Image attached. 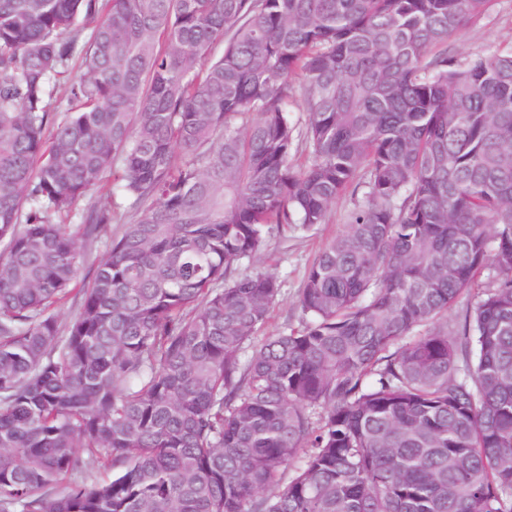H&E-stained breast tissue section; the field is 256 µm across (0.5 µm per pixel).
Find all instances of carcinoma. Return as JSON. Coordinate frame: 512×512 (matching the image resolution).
I'll list each match as a JSON object with an SVG mask.
<instances>
[{
    "label": "carcinoma",
    "mask_w": 512,
    "mask_h": 512,
    "mask_svg": "<svg viewBox=\"0 0 512 512\" xmlns=\"http://www.w3.org/2000/svg\"><path fill=\"white\" fill-rule=\"evenodd\" d=\"M489 2L0 0V512H512V51L442 49ZM348 190L255 343L241 267ZM84 78V70L80 66V60L75 58L66 71L57 76L51 83L53 90V106H60L63 110L67 107L68 91L72 83ZM105 238L101 240L83 242V260L80 270V279L87 283L92 278L93 271L105 250Z\"/></svg>",
    "instance_id": "cac0c4a2"
}]
</instances>
